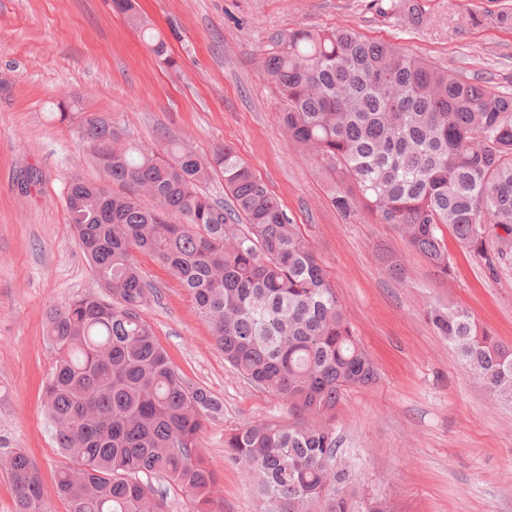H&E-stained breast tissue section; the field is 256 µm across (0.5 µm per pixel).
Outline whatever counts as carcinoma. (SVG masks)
I'll return each mask as SVG.
<instances>
[{"label":"carcinoma","mask_w":512,"mask_h":512,"mask_svg":"<svg viewBox=\"0 0 512 512\" xmlns=\"http://www.w3.org/2000/svg\"><path fill=\"white\" fill-rule=\"evenodd\" d=\"M113 7L167 55L133 0ZM264 72L282 104L279 125L328 174L339 212L394 226L443 277L452 272L447 231L492 272L512 262L511 95L342 28L289 30ZM79 129L108 181L129 191L66 186L70 224L104 296L49 313L57 358L43 401L73 464L47 486L22 450L12 452L18 512H51L56 497L69 512H167L169 490L191 512H214L199 435L221 405L185 382L142 317L152 288L139 255L190 293L224 361L288 405L286 425L256 420L224 435V458L248 481L257 512H390L338 461L336 406L376 372L300 225L229 146L209 156L184 138L129 146L96 113ZM217 170L226 204L201 190ZM380 259L405 278L396 253ZM426 319L492 395L512 399L511 344L451 304L429 307Z\"/></svg>","instance_id":"cac0c4a2"}]
</instances>
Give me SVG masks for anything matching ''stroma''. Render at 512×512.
<instances>
[{
    "instance_id": "stroma-1",
    "label": "stroma",
    "mask_w": 512,
    "mask_h": 512,
    "mask_svg": "<svg viewBox=\"0 0 512 512\" xmlns=\"http://www.w3.org/2000/svg\"><path fill=\"white\" fill-rule=\"evenodd\" d=\"M393 2L135 0L168 45L165 61L112 0H0V458L22 450L48 485L67 463L41 391L56 360L48 312L99 284L64 188L106 179L77 120L56 114L67 96L74 111L109 116L126 143L164 132L203 156L231 146L300 224L377 373L336 408L338 457L364 495L392 512H512V403L495 400L423 317L450 303L512 343V265L490 274L450 236L454 271L443 277L391 225L343 217L327 175L279 127L264 76L288 30L339 26L512 94V0H413L414 18ZM385 246L402 256L404 281L381 263ZM140 266L158 290L143 315L159 343L223 406L200 434L218 476L214 508L257 512L224 459V434L257 419L287 423L288 408L225 363L169 272L145 256Z\"/></svg>"
}]
</instances>
